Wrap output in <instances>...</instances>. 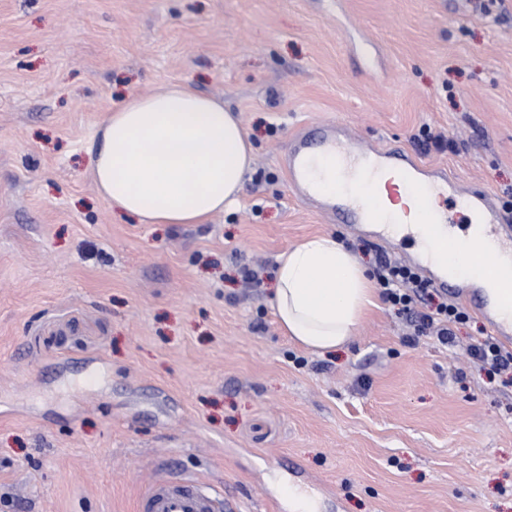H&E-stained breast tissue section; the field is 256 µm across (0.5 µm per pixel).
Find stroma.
I'll return each instance as SVG.
<instances>
[{
  "mask_svg": "<svg viewBox=\"0 0 512 512\" xmlns=\"http://www.w3.org/2000/svg\"><path fill=\"white\" fill-rule=\"evenodd\" d=\"M176 81L223 99L256 158L207 224L113 213L106 110ZM399 145L512 204V0H0V512H136L159 477L236 512H512V372L408 344L378 301L341 350L283 336L276 257L333 233L282 165L305 126ZM448 145L425 149L423 131Z\"/></svg>",
  "mask_w": 512,
  "mask_h": 512,
  "instance_id": "35a3bbf8",
  "label": "stroma"
}]
</instances>
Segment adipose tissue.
I'll use <instances>...</instances> for the list:
<instances>
[{"label": "adipose tissue", "instance_id": "obj_1", "mask_svg": "<svg viewBox=\"0 0 512 512\" xmlns=\"http://www.w3.org/2000/svg\"><path fill=\"white\" fill-rule=\"evenodd\" d=\"M254 154L240 118L223 100L172 82L113 105L96 131L91 161L96 188L112 210L141 224H205L236 203ZM387 209L397 221L385 232L412 239L432 257L447 251L449 276L461 275L470 260H483L489 270L484 292L499 319L512 322V301L498 273L511 256L490 257L486 244L468 233L429 237L425 213L445 214L436 196L404 191ZM372 297L365 266L325 233L279 254L269 304L285 336L326 353L346 347Z\"/></svg>", "mask_w": 512, "mask_h": 512}]
</instances>
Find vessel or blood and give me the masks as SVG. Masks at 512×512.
<instances>
[{"label": "vessel or blood", "instance_id": "b4317fda", "mask_svg": "<svg viewBox=\"0 0 512 512\" xmlns=\"http://www.w3.org/2000/svg\"><path fill=\"white\" fill-rule=\"evenodd\" d=\"M318 153L336 160V202L328 206V216L340 224H380L384 218L380 210L357 200L350 188L353 174L349 169L356 160H364L365 170L376 177L386 172L397 173L408 185L424 183L434 193L447 194L462 216L476 215L485 225L486 236L502 251L512 254V214L507 213L495 194L476 188L465 187L448 175L445 168L429 167L420 163L407 150L400 147L367 148L354 136L337 126L323 124L299 134L289 147L284 164L290 185L299 195L318 202L320 194L310 167L311 158ZM406 263L415 267L432 286L450 293H458L459 285L449 283L447 274L430 263L421 253L405 254ZM484 277L480 265L470 267L467 285L473 303L478 304L498 340L512 344V325L500 322L479 294V280ZM228 504L224 494L209 483L174 475L159 478L150 486L138 505L139 512H226Z\"/></svg>", "mask_w": 512, "mask_h": 512}]
</instances>
